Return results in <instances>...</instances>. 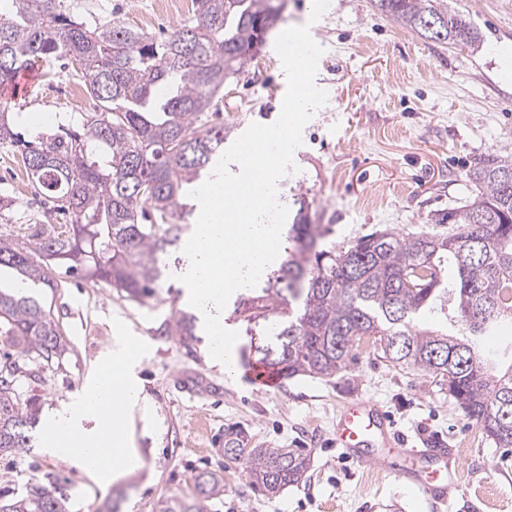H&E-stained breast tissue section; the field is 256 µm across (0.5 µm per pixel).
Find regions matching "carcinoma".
Instances as JSON below:
<instances>
[{
	"instance_id": "1",
	"label": "carcinoma",
	"mask_w": 512,
	"mask_h": 512,
	"mask_svg": "<svg viewBox=\"0 0 512 512\" xmlns=\"http://www.w3.org/2000/svg\"><path fill=\"white\" fill-rule=\"evenodd\" d=\"M390 18L426 38L480 44L469 20L448 16L434 0H375ZM192 19L162 40L119 22L90 29L63 0H0V87L41 61L67 58L80 70L91 112L61 131L27 140L15 130L11 100H0V144L20 152L29 184L54 210L69 215L62 231L44 230L24 246L0 237V269L22 283L54 287V268L109 282L135 302L153 294L162 276L158 254L181 238L193 215L189 192L210 176L226 127L203 128L224 82L252 60L274 28L283 0H193ZM453 19L433 30L426 23ZM512 155L486 154L468 170L474 193L435 215L448 234H400L388 229L347 249L318 246L330 229L298 214L288 230L287 257L262 285L240 299L236 314L262 331L256 352L286 377L331 378L355 359L367 339L395 367L441 378L448 393L498 448L512 447V366L494 375L477 355L475 337L512 321ZM453 265L458 281L444 284ZM450 302L464 331L431 330L417 320ZM0 334L21 352L50 357L61 349L58 326L32 295L0 288ZM184 345L193 318L175 321ZM18 370L0 360V454L29 447L33 405L18 402ZM224 456L243 462L251 487L275 496L301 483L306 456L292 448L253 446L241 429L224 430ZM195 496L164 502L160 512H202L222 493L223 476L203 472ZM0 512H62L40 486L0 501Z\"/></svg>"
}]
</instances>
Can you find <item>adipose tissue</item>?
<instances>
[{"instance_id":"adipose-tissue-1","label":"adipose tissue","mask_w":512,"mask_h":512,"mask_svg":"<svg viewBox=\"0 0 512 512\" xmlns=\"http://www.w3.org/2000/svg\"><path fill=\"white\" fill-rule=\"evenodd\" d=\"M132 346L129 337H118L95 385L58 412L53 422L50 453L75 460L96 479H116L140 466L130 426L133 418L149 417L151 407L137 382ZM87 419L94 420L93 429L84 428Z\"/></svg>"}]
</instances>
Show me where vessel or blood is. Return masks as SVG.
Segmentation results:
<instances>
[{
	"instance_id": "1",
	"label": "vessel or blood",
	"mask_w": 512,
	"mask_h": 512,
	"mask_svg": "<svg viewBox=\"0 0 512 512\" xmlns=\"http://www.w3.org/2000/svg\"><path fill=\"white\" fill-rule=\"evenodd\" d=\"M246 378L251 385L276 389L281 376L274 368L253 364ZM390 421L377 405L352 398L336 415L334 441L356 463L382 470L420 491L425 497L448 502L459 489L453 454L434 439L423 446H406L390 432Z\"/></svg>"
}]
</instances>
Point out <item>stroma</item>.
<instances>
[{
  "label": "stroma",
  "instance_id": "stroma-1",
  "mask_svg": "<svg viewBox=\"0 0 512 512\" xmlns=\"http://www.w3.org/2000/svg\"><path fill=\"white\" fill-rule=\"evenodd\" d=\"M449 13L466 16L482 34L478 47L431 41L382 14L374 0H330L310 22L308 0H285L277 32L309 25L324 53L315 77L328 93L302 132L296 171L281 178L283 203L297 211L307 203L311 223L330 225L324 248L344 249L375 230L447 233L436 213L471 194L467 174L476 158L512 154V78L492 48L512 45V0H443ZM160 0H64L86 25L115 20L149 35L174 30L192 14L191 0L176 13ZM268 36L243 70L226 80L219 120L238 138L250 123L269 124L280 113L287 77ZM74 69L35 77L28 94L14 99L18 112H40L44 129L57 117L91 109L71 104ZM0 195L14 198L0 235L28 242L35 228L62 219L33 194L19 153L0 146ZM185 265L181 246L167 248L153 297L137 303L100 279L55 270L52 288L32 287L58 326L61 352L19 361L15 389L20 403H36L31 445L0 454V496L24 495L37 483L60 498L65 512H158L162 500L189 498L196 475L224 477V491L204 512H512V448L496 447L448 388L419 371L401 369L362 347L347 372L332 378L283 379L280 388L253 392L226 378L209 353L203 328L184 345L172 328L183 310L178 280ZM133 336L136 374L153 410L147 433L138 434L143 468L116 481L96 483L68 460L47 454L42 436L51 411L86 389L111 353L115 335ZM380 406L396 431L418 442L441 438L458 449L457 496L430 502L399 487L388 475L343 458L331 442L336 411L347 398ZM243 427L253 443L296 448L311 461L299 485L267 498L250 486L243 465L224 456V430Z\"/></svg>",
  "mask_w": 512,
  "mask_h": 512
}]
</instances>
